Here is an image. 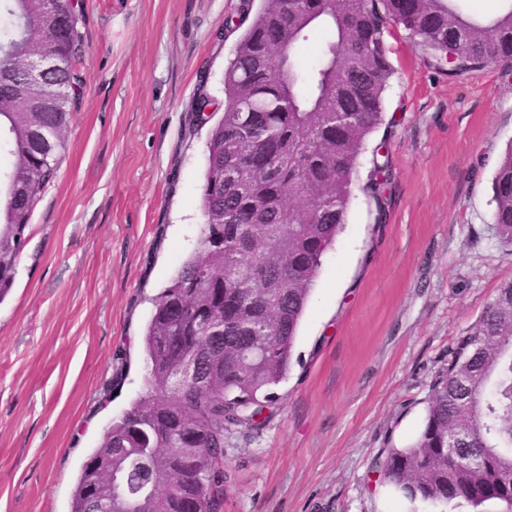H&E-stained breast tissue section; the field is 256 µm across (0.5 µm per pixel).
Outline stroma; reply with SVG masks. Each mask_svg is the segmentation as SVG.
Wrapping results in <instances>:
<instances>
[{
  "mask_svg": "<svg viewBox=\"0 0 512 512\" xmlns=\"http://www.w3.org/2000/svg\"><path fill=\"white\" fill-rule=\"evenodd\" d=\"M240 0H83L88 44L56 179L0 298V512H70L82 464L146 390L152 300L199 245L209 127ZM391 179L362 190L322 260L286 378L254 429L224 435V512H455L372 482L411 444L457 336L512 282L493 230L512 142V65L449 75L388 38Z\"/></svg>",
  "mask_w": 512,
  "mask_h": 512,
  "instance_id": "35a3bbf8",
  "label": "stroma"
}]
</instances>
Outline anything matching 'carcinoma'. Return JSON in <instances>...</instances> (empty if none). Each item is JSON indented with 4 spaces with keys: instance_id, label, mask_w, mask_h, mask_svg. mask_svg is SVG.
Masks as SVG:
<instances>
[{
    "instance_id": "cac0c4a2",
    "label": "carcinoma",
    "mask_w": 512,
    "mask_h": 512,
    "mask_svg": "<svg viewBox=\"0 0 512 512\" xmlns=\"http://www.w3.org/2000/svg\"><path fill=\"white\" fill-rule=\"evenodd\" d=\"M0 297L10 288L38 196L57 176L58 156L81 97L75 67L59 76L67 103L30 111L15 82L25 60L46 48L73 60L86 53L83 13L56 37L42 0H0ZM402 26L437 64L453 54L456 75L512 63V0L491 19L469 17L456 0H245L233 58L224 71V112L209 129L201 185L200 248L154 300L144 335L147 389L109 425L80 471L72 512L93 497L140 508L177 496L195 512L224 508V431L255 428L286 376L325 253L348 218L359 158L385 125L383 94L394 73L387 29ZM325 33L308 68L296 48ZM263 56L266 70L255 71ZM375 147L363 187L382 206L388 166ZM493 221L512 246V144L498 160ZM204 349L201 383L179 381L183 360ZM468 401L454 394L463 378ZM469 440L488 465L470 471L448 458V436ZM112 458L124 495L92 463ZM377 481L411 501L478 512L512 507V283L461 336L431 384L421 430L405 448H384Z\"/></svg>"
}]
</instances>
